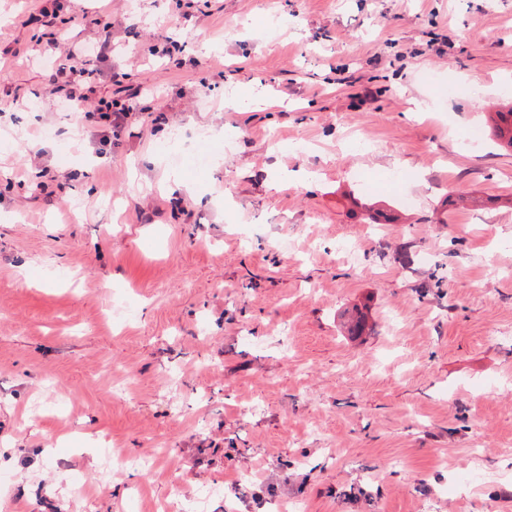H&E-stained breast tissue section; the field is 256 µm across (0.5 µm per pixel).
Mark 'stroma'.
<instances>
[{"instance_id": "stroma-1", "label": "stroma", "mask_w": 512, "mask_h": 512, "mask_svg": "<svg viewBox=\"0 0 512 512\" xmlns=\"http://www.w3.org/2000/svg\"><path fill=\"white\" fill-rule=\"evenodd\" d=\"M510 97L512 0H0L6 512H512ZM73 75L78 76L79 80H81L75 87H73L76 82L75 77L71 78ZM100 75V69L86 70L85 68L77 69L72 65L68 68L60 66L55 73L52 74V83L57 84L59 82V78L64 76L69 78L68 80H65V83L72 87L65 96L67 100L72 102L73 106H79L81 102H84L89 98L88 93L93 94L96 91L95 84L98 76ZM83 90H86V92H82ZM132 109L118 100L100 97L95 112H83L86 122L94 127L104 129L102 132L118 131L123 128L131 115ZM492 134L512 150V104L506 111L490 113Z\"/></svg>"}]
</instances>
